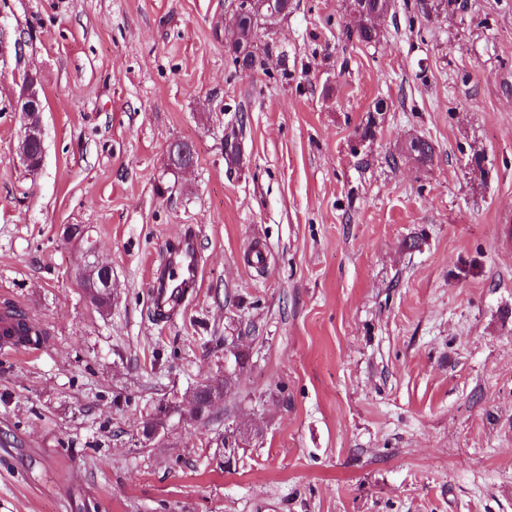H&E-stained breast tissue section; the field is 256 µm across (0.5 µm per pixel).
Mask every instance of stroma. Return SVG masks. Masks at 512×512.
Returning <instances> with one entry per match:
<instances>
[{
  "label": "stroma",
  "mask_w": 512,
  "mask_h": 512,
  "mask_svg": "<svg viewBox=\"0 0 512 512\" xmlns=\"http://www.w3.org/2000/svg\"><path fill=\"white\" fill-rule=\"evenodd\" d=\"M232 3L0 0V304L49 334L0 353V512H512V0H396L372 45L346 0H293L250 70ZM413 135L432 162L390 167ZM190 228L202 283L163 318L150 271ZM232 342L247 368L183 422ZM228 425L259 431L230 463ZM45 94L34 75L24 77L21 90L15 100V110L24 118L23 133L19 145L18 156L25 171L37 173L42 165L43 152L38 159L33 156L35 146L43 150L42 113L45 109ZM196 160L194 146L187 141H174L167 150V167L172 171L193 165ZM94 257L88 261L80 273L81 287L90 303L101 312L112 306V265Z\"/></svg>",
  "instance_id": "35a3bbf8"
}]
</instances>
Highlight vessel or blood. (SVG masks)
I'll use <instances>...</instances> for the list:
<instances>
[{"label": "vessel or blood", "instance_id": "obj_1", "mask_svg": "<svg viewBox=\"0 0 512 512\" xmlns=\"http://www.w3.org/2000/svg\"><path fill=\"white\" fill-rule=\"evenodd\" d=\"M202 268L193 235L181 237L165 253L162 264L153 268L151 301L160 316L178 310L190 290L197 288Z\"/></svg>", "mask_w": 512, "mask_h": 512}]
</instances>
